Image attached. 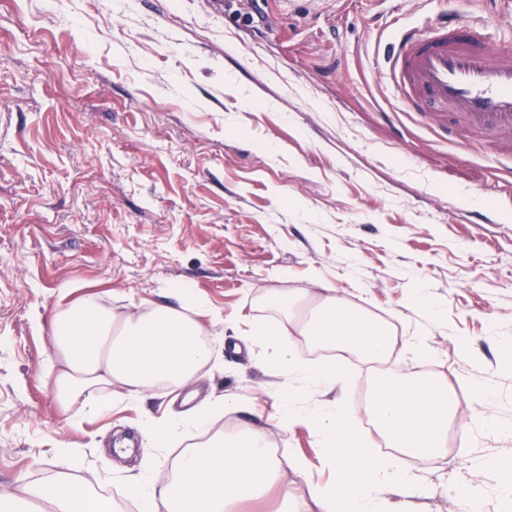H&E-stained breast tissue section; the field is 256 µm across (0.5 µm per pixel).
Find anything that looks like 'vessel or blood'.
Returning <instances> with one entry per match:
<instances>
[{"label":"vessel or blood","instance_id":"vessel-or-blood-1","mask_svg":"<svg viewBox=\"0 0 512 512\" xmlns=\"http://www.w3.org/2000/svg\"><path fill=\"white\" fill-rule=\"evenodd\" d=\"M392 25L384 75L403 110L446 113L465 127L471 137L458 142L459 158L489 136L512 147V50L499 49V34L451 9Z\"/></svg>","mask_w":512,"mask_h":512}]
</instances>
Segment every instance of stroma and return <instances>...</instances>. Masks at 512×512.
<instances>
[{
  "label": "stroma",
  "mask_w": 512,
  "mask_h": 512,
  "mask_svg": "<svg viewBox=\"0 0 512 512\" xmlns=\"http://www.w3.org/2000/svg\"><path fill=\"white\" fill-rule=\"evenodd\" d=\"M442 0H0V491L50 478L56 447L84 457L78 478L121 489L142 458L149 417L182 398L151 390L111 414L70 420L46 367L63 300L92 295L131 310L190 286L224 319V351L191 401L234 395L212 431L264 433L289 475L253 512H279L303 481H333L313 430L282 428L283 379L250 334L285 321L270 295L326 286L388 323L387 359L343 360L345 387L307 407L357 400L384 373L446 380L443 468H419L432 496L389 500L403 512H451L462 485L502 512L512 436V156L483 144L458 159L436 113L402 111L383 78L387 23ZM423 293L438 311L412 309ZM424 347L416 355L415 347ZM487 458L502 469L484 468Z\"/></svg>",
  "instance_id": "35a3bbf8"
}]
</instances>
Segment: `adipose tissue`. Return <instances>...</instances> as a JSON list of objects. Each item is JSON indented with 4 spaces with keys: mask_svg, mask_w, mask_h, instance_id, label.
<instances>
[{
    "mask_svg": "<svg viewBox=\"0 0 512 512\" xmlns=\"http://www.w3.org/2000/svg\"><path fill=\"white\" fill-rule=\"evenodd\" d=\"M172 294L175 304L145 301L133 312L112 309L92 296L57 310L47 362L61 411H111L116 385L134 399L158 387L174 392L200 381L202 368L224 340L210 336L200 323L204 308L192 288L181 285ZM235 405L227 395L194 407L180 421L147 423L142 435L148 451L185 433L202 441L179 456L164 487H155L142 470L126 477V495L139 503L140 512H240L280 483L282 465L267 452L261 432H211L212 419ZM57 453L64 459L62 469L50 481L0 494V512H20L24 506L38 512H111V504L76 478L82 456L62 446Z\"/></svg>",
    "mask_w": 512,
    "mask_h": 512,
    "instance_id": "obj_1",
    "label": "adipose tissue"
}]
</instances>
